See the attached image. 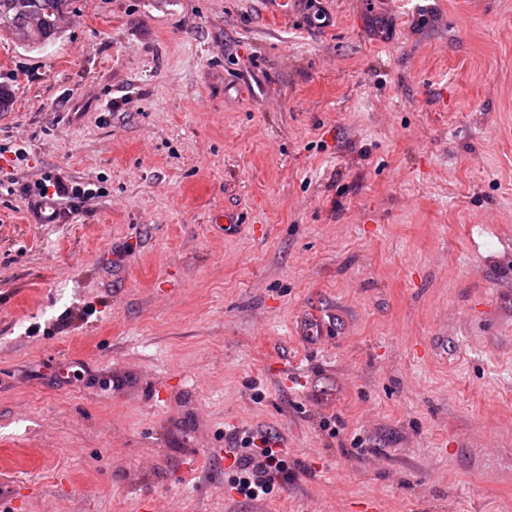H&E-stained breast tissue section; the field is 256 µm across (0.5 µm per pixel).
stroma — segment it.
I'll list each match as a JSON object with an SVG mask.
<instances>
[{
	"label": "stroma",
	"instance_id": "35a3bbf8",
	"mask_svg": "<svg viewBox=\"0 0 512 512\" xmlns=\"http://www.w3.org/2000/svg\"><path fill=\"white\" fill-rule=\"evenodd\" d=\"M279 2L0 43V512H512V0ZM49 183V184H47ZM53 187L54 191L50 194L49 188ZM35 195H38L42 198L47 197L49 194L53 197L56 195L57 197H68L71 199H80L87 201L89 199L94 198L96 192L92 188H87L80 184L75 186H67L60 179L53 178L52 176H48L47 179L35 185ZM61 212L60 203L56 199H42L30 204L32 224H65ZM233 447L248 449L235 457L231 483L237 493L250 500L267 496L275 488L288 483V462L278 440L268 433L234 431L230 436Z\"/></svg>",
	"mask_w": 512,
	"mask_h": 512
}]
</instances>
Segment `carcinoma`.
<instances>
[{"instance_id":"obj_1","label":"carcinoma","mask_w":512,"mask_h":512,"mask_svg":"<svg viewBox=\"0 0 512 512\" xmlns=\"http://www.w3.org/2000/svg\"><path fill=\"white\" fill-rule=\"evenodd\" d=\"M69 0H0V34L12 38L15 31L25 25L30 15L39 16L41 43L46 46L60 37V16L67 10Z\"/></svg>"}]
</instances>
